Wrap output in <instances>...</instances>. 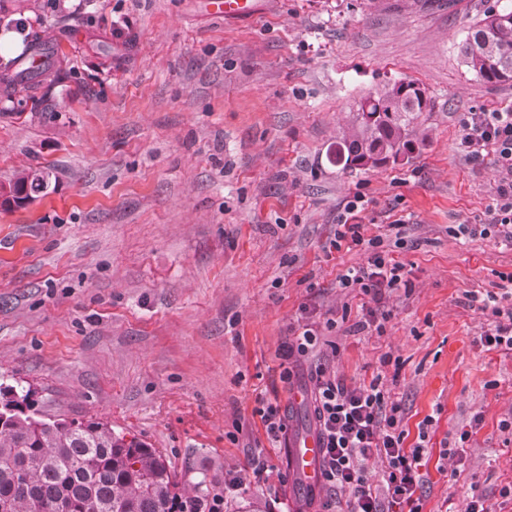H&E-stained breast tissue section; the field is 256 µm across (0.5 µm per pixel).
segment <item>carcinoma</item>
I'll return each mask as SVG.
<instances>
[{
    "label": "carcinoma",
    "instance_id": "carcinoma-1",
    "mask_svg": "<svg viewBox=\"0 0 512 512\" xmlns=\"http://www.w3.org/2000/svg\"><path fill=\"white\" fill-rule=\"evenodd\" d=\"M463 64L486 85L512 82V8L492 10L459 43ZM61 76L47 65L33 75L0 74V90L33 91L30 110L45 112L48 96L34 94ZM432 100L418 84L400 80L353 105L336 137V165L354 171L397 164L424 142L417 135ZM49 173L24 170L9 193L32 201L47 193ZM31 391L0 383V512H212L216 485L207 475L184 489L162 455L101 421L42 419Z\"/></svg>",
    "mask_w": 512,
    "mask_h": 512
}]
</instances>
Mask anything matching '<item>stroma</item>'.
<instances>
[{
    "mask_svg": "<svg viewBox=\"0 0 512 512\" xmlns=\"http://www.w3.org/2000/svg\"><path fill=\"white\" fill-rule=\"evenodd\" d=\"M0 0V32L24 23L51 42L67 77L54 107L0 96V185L50 173L47 195L0 209V382L30 389L51 419L99 420L160 452L180 480L244 477L223 512L260 500L306 512L309 489L269 447L255 410L286 407L290 433L314 430L310 400L289 402L278 351L301 315L325 332L315 363L349 381L382 375L403 429L433 417L423 512H464L483 496L512 512V353L490 350L469 299L498 292L512 245L455 238L497 199L493 156L469 160L460 120L512 110V84L463 64L470 27L507 0H254L213 14L207 0ZM128 18L122 38L112 21ZM405 79L433 100L408 160L336 166L341 125L369 91ZM362 195L369 237L403 221L411 290L383 299L384 334L355 333L370 297L336 277L363 251L330 250L346 204ZM391 363H382L384 354ZM479 425H472L473 416ZM469 431L462 459L443 442ZM262 455L265 472L252 459Z\"/></svg>",
    "mask_w": 512,
    "mask_h": 512,
    "instance_id": "obj_1",
    "label": "stroma"
}]
</instances>
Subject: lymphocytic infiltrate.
Wrapping results in <instances>:
<instances>
[{
	"label": "lymphocytic infiltrate",
	"mask_w": 512,
	"mask_h": 512,
	"mask_svg": "<svg viewBox=\"0 0 512 512\" xmlns=\"http://www.w3.org/2000/svg\"><path fill=\"white\" fill-rule=\"evenodd\" d=\"M461 129L460 146L471 160L483 159L490 152L498 169L512 173V112H471L462 118ZM357 208V202L347 204L346 215L339 219L329 245L337 251L358 247L366 252L365 264L338 274L337 282L339 287L375 302L354 324V331L381 335L390 315L377 309V302L385 294L410 288L411 281L404 264L392 257L391 245L379 236L365 238L363 225L348 222V215ZM456 233L469 238L499 236L512 242V181L499 186L498 199L486 222L458 225ZM469 298L492 317L480 336L483 345L512 352V286L498 295L490 293L482 299L473 292ZM336 326L331 318L322 325L310 321L299 324L278 351L284 382L293 380L291 363L315 353L320 329ZM311 381L313 415L322 442L323 483L329 490L346 493L345 512H422L417 491L424 481L420 468L428 448L431 419L419 423L418 440L409 446L401 427L404 410L392 399L382 376H374L367 383H349L319 366L312 371ZM376 459L383 464V487L379 490L367 477L368 465Z\"/></svg>",
	"instance_id": "obj_1"
}]
</instances>
